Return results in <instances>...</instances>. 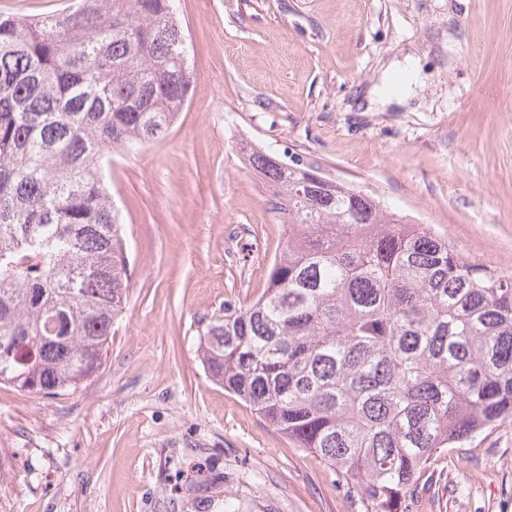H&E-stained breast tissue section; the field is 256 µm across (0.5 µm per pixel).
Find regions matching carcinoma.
<instances>
[{"mask_svg": "<svg viewBox=\"0 0 512 512\" xmlns=\"http://www.w3.org/2000/svg\"><path fill=\"white\" fill-rule=\"evenodd\" d=\"M175 0L0 14V384L78 391L130 297L112 155L165 138L193 73ZM288 229L267 287L198 331L207 376L370 512H407L441 448L512 418V275L261 149Z\"/></svg>", "mask_w": 512, "mask_h": 512, "instance_id": "obj_1", "label": "carcinoma"}]
</instances>
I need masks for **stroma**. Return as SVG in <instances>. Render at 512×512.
<instances>
[{
	"mask_svg": "<svg viewBox=\"0 0 512 512\" xmlns=\"http://www.w3.org/2000/svg\"><path fill=\"white\" fill-rule=\"evenodd\" d=\"M194 82L114 155L132 290L77 392L0 384V512H366L205 374L201 321L258 298L287 232L250 168L300 157L512 273V0H179ZM417 60L408 104H382ZM409 512H512V419L443 448Z\"/></svg>",
	"mask_w": 512,
	"mask_h": 512,
	"instance_id": "stroma-1",
	"label": "stroma"
}]
</instances>
